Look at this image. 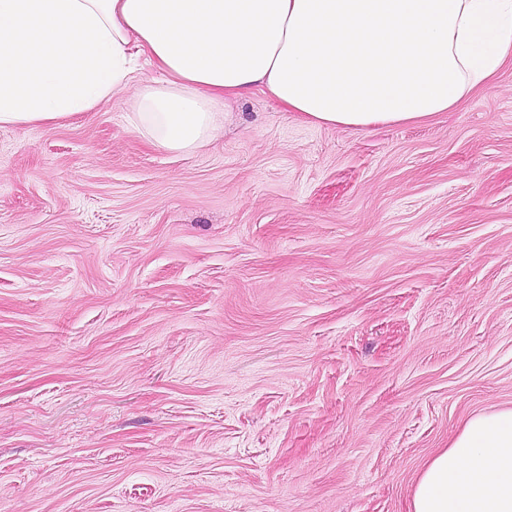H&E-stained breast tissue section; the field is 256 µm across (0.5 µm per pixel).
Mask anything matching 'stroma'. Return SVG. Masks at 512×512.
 <instances>
[{
  "mask_svg": "<svg viewBox=\"0 0 512 512\" xmlns=\"http://www.w3.org/2000/svg\"><path fill=\"white\" fill-rule=\"evenodd\" d=\"M0 128V512H407L512 407V66L424 123L258 92Z\"/></svg>",
  "mask_w": 512,
  "mask_h": 512,
  "instance_id": "obj_1",
  "label": "stroma"
}]
</instances>
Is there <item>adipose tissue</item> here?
<instances>
[{"label": "adipose tissue", "mask_w": 512, "mask_h": 512, "mask_svg": "<svg viewBox=\"0 0 512 512\" xmlns=\"http://www.w3.org/2000/svg\"><path fill=\"white\" fill-rule=\"evenodd\" d=\"M142 59L160 76L137 86ZM510 60L512 0H0V127L133 86V131L186 154L252 91L312 125L418 123ZM408 512H512V408L467 418Z\"/></svg>", "instance_id": "adipose-tissue-1"}]
</instances>
